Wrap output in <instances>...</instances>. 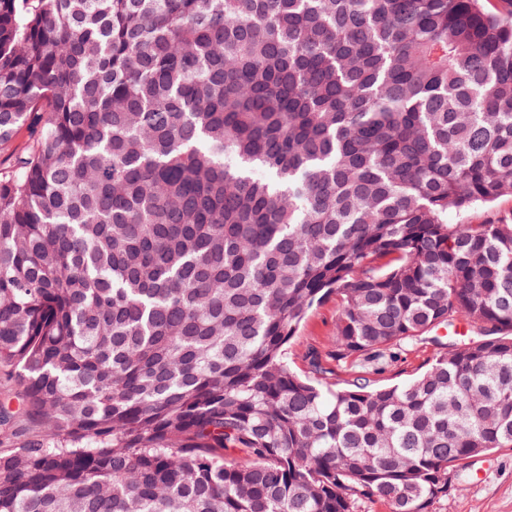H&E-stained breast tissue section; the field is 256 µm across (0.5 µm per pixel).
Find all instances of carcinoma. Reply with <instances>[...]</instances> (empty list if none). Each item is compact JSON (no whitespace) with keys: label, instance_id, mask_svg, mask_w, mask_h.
Returning a JSON list of instances; mask_svg holds the SVG:
<instances>
[{"label":"carcinoma","instance_id":"obj_1","mask_svg":"<svg viewBox=\"0 0 512 512\" xmlns=\"http://www.w3.org/2000/svg\"><path fill=\"white\" fill-rule=\"evenodd\" d=\"M481 2L0 0V512H428L512 448V217L448 223L512 195ZM339 310V301L332 296L316 307L297 331L289 344L290 363L297 372L303 373L309 368L305 358L307 349L312 345L327 344L333 336ZM433 352L434 347L429 344H421L417 349L406 351L384 376L389 382L404 381L424 367L432 358Z\"/></svg>","mask_w":512,"mask_h":512}]
</instances>
